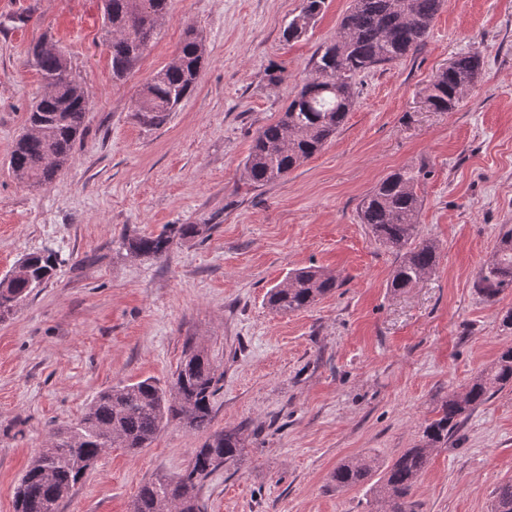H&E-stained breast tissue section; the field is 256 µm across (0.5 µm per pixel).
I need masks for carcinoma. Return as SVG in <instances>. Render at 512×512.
Here are the masks:
<instances>
[{
    "label": "carcinoma",
    "mask_w": 512,
    "mask_h": 512,
    "mask_svg": "<svg viewBox=\"0 0 512 512\" xmlns=\"http://www.w3.org/2000/svg\"><path fill=\"white\" fill-rule=\"evenodd\" d=\"M445 0H353L343 17L336 40L323 46L314 72L307 77L278 120L262 129L244 162L250 184L262 187L319 153L343 126L354 106V78L371 69L396 63L417 50ZM325 0H303L300 12L288 21L283 35L294 40L303 35L321 13ZM168 0H104L106 25L116 35L110 43L112 75L124 77L141 59L157 34V20ZM41 40L33 49L41 80L57 90L40 98L29 115L32 126L44 129L40 138L22 134L11 154L14 172L28 186L44 188L57 178L72 157L85 130L89 93L73 75L57 46ZM202 38L186 30L175 61L156 72L135 101L140 122L151 128L165 124L178 105L189 97L205 61ZM482 68L475 55L457 57L450 68L437 71L425 88L424 98L435 112H450L464 91L476 82ZM421 172L402 168L379 181L359 202L358 217L375 239L399 256L390 287L410 288L436 264L430 244H415L421 200L417 188ZM203 233L199 224H172L157 235L125 236L122 247L133 257L162 259L175 241ZM57 258L52 253L30 254L25 280L0 279V321L9 318L34 289L51 279ZM512 286V230L504 231L489 264L481 272L479 291L488 300ZM337 287L336 277L318 268L303 267L288 275L267 293L269 307L277 313L305 311ZM512 387V346L502 350L489 370L474 377L458 394L441 404L423 430V443L405 449L387 464L374 488L387 512H414L411 495L425 471L433 449L448 444L466 416L490 396ZM217 392L215 370L201 350L185 354L171 390L146 378L112 386L100 392L74 424L54 430L47 453H39L22 475L15 496V512H58L85 477L78 463L101 454L105 448H124L135 454L149 447L163 423L178 420L207 438L183 473L158 477L141 486L132 512H203L198 498L202 483L226 464L241 459L245 448L242 429L211 430L212 401ZM376 459H348L331 474L336 487L365 483ZM493 512H512V482L499 486Z\"/></svg>",
    "instance_id": "cac0c4a2"
}]
</instances>
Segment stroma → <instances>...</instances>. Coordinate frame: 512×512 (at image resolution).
<instances>
[{
	"label": "stroma",
	"mask_w": 512,
	"mask_h": 512,
	"mask_svg": "<svg viewBox=\"0 0 512 512\" xmlns=\"http://www.w3.org/2000/svg\"><path fill=\"white\" fill-rule=\"evenodd\" d=\"M302 0H170L142 60L113 80L102 0H0V278L50 249L53 278L0 321V512L49 432L98 392L153 379L170 387L186 351L207 352L218 391L213 429L242 425L240 463L216 471L205 512H380L370 484L336 488L345 459L386 465L418 444L448 396L488 369L512 330V287L477 288L512 226V0H445L420 48L359 74L354 107L325 148L284 179L248 182L255 136L277 121L333 40L350 0H326L308 32L283 29ZM206 62L194 92L158 128L137 92L173 59L186 28ZM51 38L90 105L69 165L43 189L17 179L14 144L41 78L30 49ZM483 60L450 112L423 105L432 75L458 55ZM420 170L421 243L437 264L393 291L396 257L358 217L376 183ZM201 224L167 258L127 255L123 235ZM336 275L308 311L279 314L267 291L290 270ZM205 440L178 421L149 448L103 452L59 512H131L143 485L176 476ZM512 481V389L492 395L435 449L414 512H491Z\"/></svg>",
	"instance_id": "1"
}]
</instances>
